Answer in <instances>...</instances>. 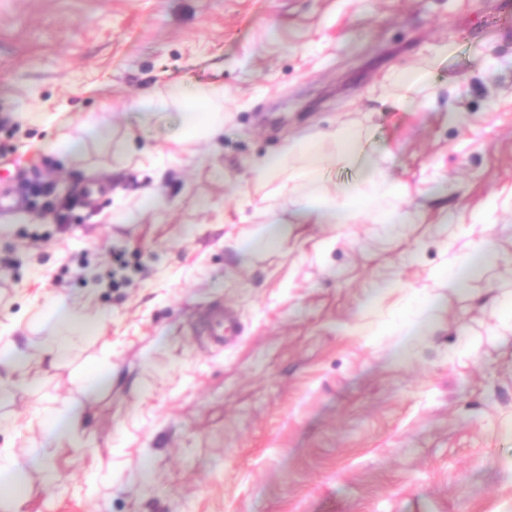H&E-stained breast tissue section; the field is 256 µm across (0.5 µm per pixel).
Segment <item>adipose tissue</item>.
Masks as SVG:
<instances>
[{
	"mask_svg": "<svg viewBox=\"0 0 512 512\" xmlns=\"http://www.w3.org/2000/svg\"><path fill=\"white\" fill-rule=\"evenodd\" d=\"M142 121H149L158 112L171 107H178L182 114L183 134L189 140H213L224 132V97L220 92L203 87L186 93L179 87H169L167 91H153L141 96L137 101ZM367 136L366 129L359 124L338 129L329 137L328 151L312 152L310 145L304 141L290 143L259 164V173L266 181H274L282 176L299 178L298 170L292 168L290 159L301 154L307 156L311 172H318L328 163L332 155L348 157L355 152ZM393 188L384 179H372L370 189L362 185H349L333 189L322 184H314L297 203L291 213L296 224H348L356 215L355 202L368 201L374 204V220L379 224H403L407 215L397 208L386 210L377 207L379 197L392 194ZM97 315L90 313L86 307L73 304L67 306L57 322L53 340L41 347V354L56 357L69 351L77 340L85 335L86 329L96 323Z\"/></svg>",
	"mask_w": 512,
	"mask_h": 512,
	"instance_id": "1",
	"label": "adipose tissue"
}]
</instances>
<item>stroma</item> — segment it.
Here are the masks:
<instances>
[{
	"mask_svg": "<svg viewBox=\"0 0 512 512\" xmlns=\"http://www.w3.org/2000/svg\"><path fill=\"white\" fill-rule=\"evenodd\" d=\"M398 68L428 70L432 99L383 97ZM172 84L223 90L220 137L182 142L174 109L140 125L139 95ZM58 113L83 161L48 150ZM5 116L0 347L32 362L0 366L18 484L0 512H512V6L0 0ZM354 120L369 135L327 178L378 172L409 223L362 210L272 239L257 162ZM37 181L67 230L24 195ZM148 194L158 209L118 222ZM75 299L98 326L38 361L53 325L31 317ZM217 305L240 322L221 349L200 334ZM99 364L108 382L83 389ZM75 400L81 428L53 440L40 416Z\"/></svg>",
	"mask_w": 512,
	"mask_h": 512,
	"instance_id": "35a3bbf8",
	"label": "stroma"
}]
</instances>
